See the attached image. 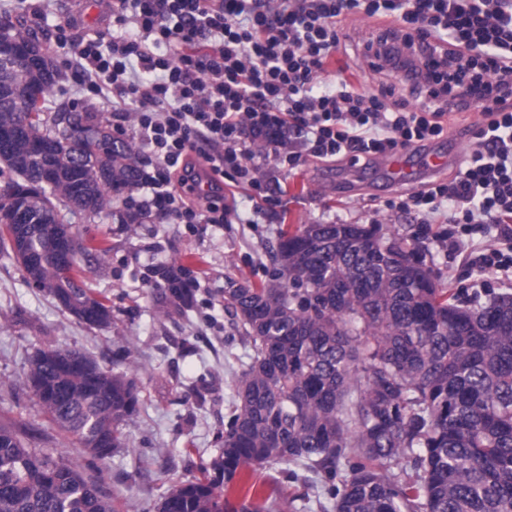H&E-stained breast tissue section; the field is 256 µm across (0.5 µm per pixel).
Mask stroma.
I'll use <instances>...</instances> for the list:
<instances>
[{"label": "stroma", "instance_id": "1", "mask_svg": "<svg viewBox=\"0 0 512 512\" xmlns=\"http://www.w3.org/2000/svg\"><path fill=\"white\" fill-rule=\"evenodd\" d=\"M104 12L103 0H88L79 12L69 0H0V20L26 21L51 55L57 83L47 107L64 102L74 111L111 120V105L80 92L68 68L69 52L53 34L71 15L79 22V33L105 30ZM375 29L374 20L364 14L349 16L346 48L328 59L327 75L339 74L376 90L382 75L369 71L357 54ZM273 178L268 202L252 197L249 189L225 186V195L238 202V224H175L161 214L124 224L118 217L124 209L119 197L112 203L113 218L99 222L72 216L82 240L107 250L102 260L86 267L89 288L112 312L106 327L87 326L62 311L27 285L10 258L0 255V425L30 427L32 447L64 456L85 476L97 479L121 512H156L174 481L196 476L200 462L210 461L222 448V423L248 352L224 314L225 278L265 279L268 250L283 225L377 224L383 233L409 236L421 223L418 213L384 207L387 200L418 191V184L373 186L370 166L361 159L310 160ZM499 242L492 226L466 237L457 250L449 240L431 236L425 242L426 261L444 287L464 297L485 300L512 293L511 277L470 263L472 256ZM160 265H187L194 276L191 303L166 317L158 314L160 290L151 275ZM54 346L83 351L102 367L125 373L139 392L138 412L124 429L127 445L109 458L97 459L73 445L44 419L23 385L35 351ZM253 480L275 512H320L309 497L314 474L302 471L292 479L274 466L256 471Z\"/></svg>", "mask_w": 512, "mask_h": 512}]
</instances>
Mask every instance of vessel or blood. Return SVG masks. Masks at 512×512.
<instances>
[{
    "mask_svg": "<svg viewBox=\"0 0 512 512\" xmlns=\"http://www.w3.org/2000/svg\"><path fill=\"white\" fill-rule=\"evenodd\" d=\"M458 154V138L452 133L447 150L408 148L397 157L374 160L373 166L384 183L401 185L445 167L447 162L456 161Z\"/></svg>",
    "mask_w": 512,
    "mask_h": 512,
    "instance_id": "1",
    "label": "vessel or blood"
}]
</instances>
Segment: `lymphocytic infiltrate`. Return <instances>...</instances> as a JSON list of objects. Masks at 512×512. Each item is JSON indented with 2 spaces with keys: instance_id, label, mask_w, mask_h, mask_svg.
I'll list each match as a JSON object with an SVG mask.
<instances>
[{
  "instance_id": "obj_1",
  "label": "lymphocytic infiltrate",
  "mask_w": 512,
  "mask_h": 512,
  "mask_svg": "<svg viewBox=\"0 0 512 512\" xmlns=\"http://www.w3.org/2000/svg\"><path fill=\"white\" fill-rule=\"evenodd\" d=\"M385 20L363 46L387 75L377 91L325 64L342 47L341 22L357 11ZM110 30L67 46L82 90L133 119L147 157L125 201L176 224H232L224 182L270 191L266 161L296 169L303 157L368 158L439 137L450 114L485 119L455 176L387 201L469 235L496 227L512 242V0H112Z\"/></svg>"
}]
</instances>
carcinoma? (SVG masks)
Returning <instances> with one entry per match:
<instances>
[{
  "label": "carcinoma",
  "mask_w": 512,
  "mask_h": 512,
  "mask_svg": "<svg viewBox=\"0 0 512 512\" xmlns=\"http://www.w3.org/2000/svg\"><path fill=\"white\" fill-rule=\"evenodd\" d=\"M9 40L35 36L0 26ZM57 72L0 56V162L15 178L0 187V254L26 283L65 310L83 305L105 327L111 314L86 287L82 262L107 249L78 241L56 258L47 233L73 230L66 213L104 221L113 196L139 180L136 145L92 112H49ZM51 185L41 184L45 172ZM423 227L406 240L363 224H303L279 232L260 283L228 277L224 313L249 348L224 428L223 448L199 475L172 486L157 512H268L228 494L246 472L295 466L323 477V512H512V294L465 301L426 263ZM23 241L36 259L18 254ZM158 287L186 304L185 266H159ZM62 387L41 412L80 448L87 433L125 447L123 426L139 397L126 377L33 363L26 379ZM406 457L411 469L394 471ZM349 477L334 483L341 468ZM0 512H118L71 462L30 448L0 426Z\"/></svg>",
  "instance_id": "carcinoma-1"
}]
</instances>
